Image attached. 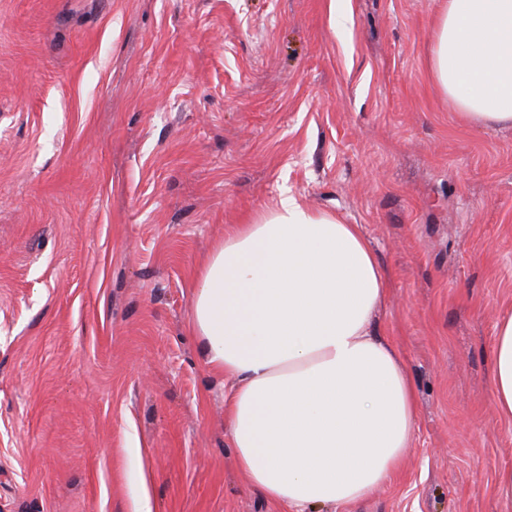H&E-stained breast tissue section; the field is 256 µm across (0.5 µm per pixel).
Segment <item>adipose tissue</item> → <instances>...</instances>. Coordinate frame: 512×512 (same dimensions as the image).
I'll return each mask as SVG.
<instances>
[{
	"instance_id": "adipose-tissue-1",
	"label": "adipose tissue",
	"mask_w": 512,
	"mask_h": 512,
	"mask_svg": "<svg viewBox=\"0 0 512 512\" xmlns=\"http://www.w3.org/2000/svg\"><path fill=\"white\" fill-rule=\"evenodd\" d=\"M430 70L458 115L512 127V0H447ZM388 280L359 225L295 197L232 224L191 290V328L224 395L239 470L286 512L369 496L399 467L416 400L372 326ZM493 397L512 417V315L496 327Z\"/></svg>"
}]
</instances>
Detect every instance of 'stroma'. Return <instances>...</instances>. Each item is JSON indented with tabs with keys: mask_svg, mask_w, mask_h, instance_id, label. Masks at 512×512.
I'll return each instance as SVG.
<instances>
[{
	"mask_svg": "<svg viewBox=\"0 0 512 512\" xmlns=\"http://www.w3.org/2000/svg\"><path fill=\"white\" fill-rule=\"evenodd\" d=\"M441 8L0 0V512H272L191 286L225 225L288 195L363 227L417 396L393 477L312 512H512V128L433 81ZM492 351L493 397L500 413L512 417V315L496 327Z\"/></svg>",
	"mask_w": 512,
	"mask_h": 512,
	"instance_id": "obj_1",
	"label": "stroma"
}]
</instances>
